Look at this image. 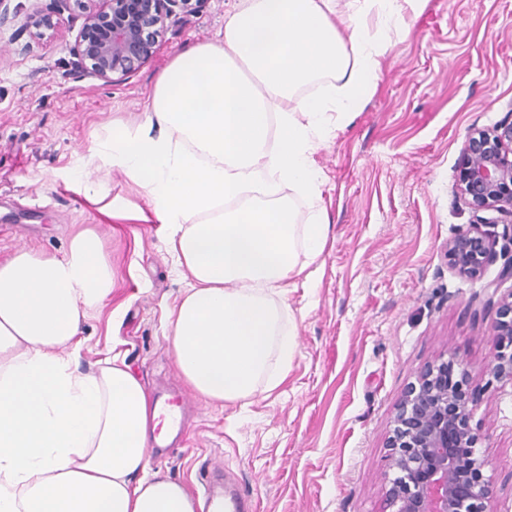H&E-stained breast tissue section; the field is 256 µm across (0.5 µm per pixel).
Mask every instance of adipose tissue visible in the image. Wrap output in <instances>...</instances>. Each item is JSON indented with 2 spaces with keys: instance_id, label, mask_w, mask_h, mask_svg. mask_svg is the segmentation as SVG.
<instances>
[{
  "instance_id": "obj_1",
  "label": "adipose tissue",
  "mask_w": 512,
  "mask_h": 512,
  "mask_svg": "<svg viewBox=\"0 0 512 512\" xmlns=\"http://www.w3.org/2000/svg\"><path fill=\"white\" fill-rule=\"evenodd\" d=\"M425 3L236 0L223 40L178 53L139 121L96 140L99 170L122 171L144 203H117L103 179L80 191L105 221L158 225L191 278L167 340L196 394L233 403L287 377L295 340L278 297L312 287L330 228L314 154L353 121L392 35ZM285 186L313 202L306 223ZM256 189L268 204L249 200ZM111 293L92 229L63 257L21 249L0 263V512H203L182 483L147 471L158 414L140 381L113 359L78 372L65 354Z\"/></svg>"
}]
</instances>
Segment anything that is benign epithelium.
<instances>
[{
  "label": "benign epithelium",
  "instance_id": "obj_1",
  "mask_svg": "<svg viewBox=\"0 0 512 512\" xmlns=\"http://www.w3.org/2000/svg\"><path fill=\"white\" fill-rule=\"evenodd\" d=\"M203 0H52L34 6L20 24L17 36L40 35L53 17L78 10L82 25L69 48L72 69H87L103 82L136 73L152 59L158 39L177 7L186 16L199 11ZM456 190L477 214V223L448 240V268L471 278L481 277L497 259H503L498 279L485 285L488 302H497L498 321L492 341L496 347L492 373L512 381V289L499 293L512 279V237L509 246L496 250V242L482 230L501 219L512 221V118L488 129L469 132L460 148ZM495 217H484V212ZM499 299H494V296ZM454 360L441 358L425 365L399 403L388 436V469L394 477L385 484L384 512H496L494 492L484 478L485 460L475 447L482 435L471 427L468 373L448 380ZM455 433L459 448L448 447Z\"/></svg>",
  "mask_w": 512,
  "mask_h": 512
}]
</instances>
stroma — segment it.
<instances>
[{"instance_id":"stroma-1","label":"stroma","mask_w":512,"mask_h":512,"mask_svg":"<svg viewBox=\"0 0 512 512\" xmlns=\"http://www.w3.org/2000/svg\"><path fill=\"white\" fill-rule=\"evenodd\" d=\"M233 0L173 15L154 57L107 84L70 70L78 12L22 49L0 26V261L27 247L63 256L92 227L112 260V294L90 313L76 366L123 360L147 393L191 394L166 340L186 286L154 224L103 222L73 175L112 122H134L183 48L217 42ZM512 116V0H427L394 38L352 123L315 155L330 229L313 287L284 296L297 350L287 379L247 400L192 396L184 442L149 452L151 470L202 496L215 467L257 512H383L386 448L405 389L456 351L469 372L470 424L498 512H512V382L491 373L497 307L484 284L448 268L447 245L474 217L455 192L467 133Z\"/></svg>"}]
</instances>
